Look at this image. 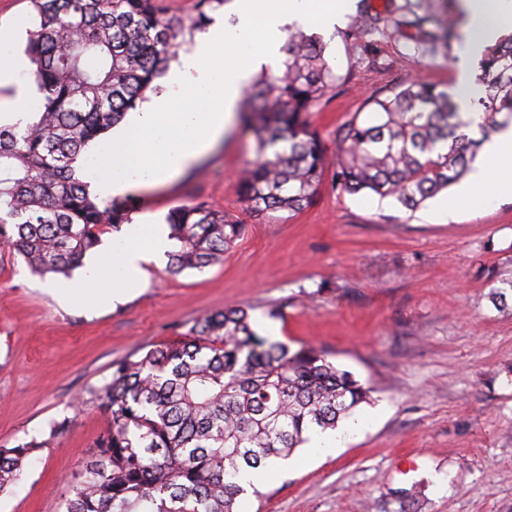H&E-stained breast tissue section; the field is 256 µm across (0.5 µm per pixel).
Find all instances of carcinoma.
<instances>
[{
  "mask_svg": "<svg viewBox=\"0 0 512 512\" xmlns=\"http://www.w3.org/2000/svg\"><path fill=\"white\" fill-rule=\"evenodd\" d=\"M26 54L33 64L38 120L0 124V241L35 275L69 276L99 244V229L132 223L135 205H101L77 175L87 147L142 103L178 50L224 0H197L187 22L156 0H31ZM416 6L405 25L417 30L422 58L459 38L457 20ZM388 17L359 11L351 38L379 30ZM434 24L436 31L426 29ZM278 72L262 74L240 111L252 126L257 158L239 174L248 210L299 212L311 205L326 171L348 194L391 196L408 210L464 178L477 148L512 124V32L485 48L475 74L482 115L461 111L459 91L410 77L371 96L328 150L310 111L336 89L320 38L288 32ZM480 138L472 137V127ZM169 271H201L223 259L245 224L204 201L168 213ZM252 308L236 306L198 319L190 338L153 346L112 363L100 387L110 426L68 485L64 512H240L237 474L261 476L286 460L305 434L336 429L368 401L370 390L327 354L272 341L252 326ZM44 442L0 448V493L16 485Z\"/></svg>",
  "mask_w": 512,
  "mask_h": 512,
  "instance_id": "cac0c4a2",
  "label": "carcinoma"
}]
</instances>
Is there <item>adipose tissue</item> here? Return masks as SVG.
<instances>
[{"label": "adipose tissue", "mask_w": 512, "mask_h": 512, "mask_svg": "<svg viewBox=\"0 0 512 512\" xmlns=\"http://www.w3.org/2000/svg\"><path fill=\"white\" fill-rule=\"evenodd\" d=\"M474 25L463 56L476 53L505 26L512 25V0H469ZM344 8L338 0L311 8L310 0H236L233 21H216L197 37L191 51L181 55L163 78L165 90L149 104L131 113L114 139L112 156L102 164L93 184L101 198H122L143 187L175 180L219 141L232 123L244 88L263 65L277 60L291 25L332 30ZM264 33L261 51H242V39ZM27 58L0 59V88L13 89L10 114L13 121L30 123L22 108L34 92L17 82L19 72L30 68ZM180 97H173L172 89ZM484 161L470 176L459 200L444 208L454 211L458 201L481 208L505 193H512V128L485 143ZM167 225L138 220L128 224L122 245L112 252V270L104 272L88 260L83 276L56 286L54 295L67 306L94 300L107 307L125 302L144 288L143 265L170 250Z\"/></svg>", "instance_id": "adipose-tissue-1"}]
</instances>
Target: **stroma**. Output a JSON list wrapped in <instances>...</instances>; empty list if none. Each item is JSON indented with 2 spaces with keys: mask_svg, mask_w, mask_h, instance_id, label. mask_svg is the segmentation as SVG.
Listing matches in <instances>:
<instances>
[{
  "mask_svg": "<svg viewBox=\"0 0 512 512\" xmlns=\"http://www.w3.org/2000/svg\"><path fill=\"white\" fill-rule=\"evenodd\" d=\"M351 0L327 35L333 98L311 120L326 146L337 129L412 72L457 88L475 61L418 58L410 37L363 51L345 34ZM30 0H0V43L24 50ZM257 157L242 122L175 183L136 194L140 212L166 217L204 201L246 225L224 258L171 275L144 267V291L113 309L75 310L0 249V447L46 440L24 480L0 493V512H63L68 482L106 428L100 388L113 361L181 341L195 321L248 305L260 335L306 343L366 382L365 427L334 452L298 448L246 498L243 512H512V304L496 307L480 269L512 280V195L485 209L443 213L349 195L324 180L298 213H247L235 178ZM68 429L51 435L56 422Z\"/></svg>",
  "mask_w": 512,
  "mask_h": 512,
  "instance_id": "stroma-1",
  "label": "stroma"
}]
</instances>
